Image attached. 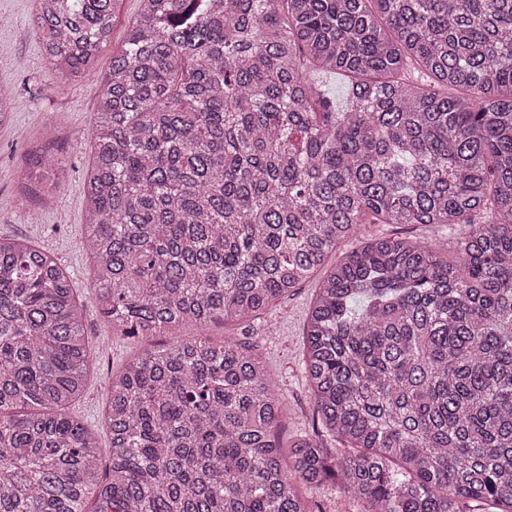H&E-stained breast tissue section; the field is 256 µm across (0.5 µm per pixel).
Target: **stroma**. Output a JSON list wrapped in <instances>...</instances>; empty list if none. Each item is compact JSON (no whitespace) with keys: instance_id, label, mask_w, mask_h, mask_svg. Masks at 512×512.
<instances>
[{"instance_id":"1","label":"stroma","mask_w":512,"mask_h":512,"mask_svg":"<svg viewBox=\"0 0 512 512\" xmlns=\"http://www.w3.org/2000/svg\"><path fill=\"white\" fill-rule=\"evenodd\" d=\"M140 8L139 0H123L112 21L108 44L92 72L70 81L46 69L42 41L32 26L36 0H0V85L14 91L12 118L0 126V236L28 240L55 255L70 276L94 361L85 394L68 412L81 418L95 434L104 456L111 445L104 417L109 382L131 358L159 342L155 336L113 335L99 314L96 293L90 286L89 261L81 247L82 226L88 217L83 182L92 156L99 81L110 66L113 51L122 48L126 29ZM47 145L60 162L57 176L61 189L51 196L39 193L25 179L35 168V150ZM364 235H398L439 244L447 241L448 227L369 224ZM319 283V278L310 279L248 323L191 325L180 332L184 338L215 341L234 336L257 347L277 391L288 402V416L281 426L286 441L312 432L313 401L304 372L303 332Z\"/></svg>"}]
</instances>
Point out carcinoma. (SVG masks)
Returning a JSON list of instances; mask_svg holds the SVG:
<instances>
[{
  "instance_id": "cac0c4a2",
  "label": "carcinoma",
  "mask_w": 512,
  "mask_h": 512,
  "mask_svg": "<svg viewBox=\"0 0 512 512\" xmlns=\"http://www.w3.org/2000/svg\"><path fill=\"white\" fill-rule=\"evenodd\" d=\"M119 2L37 0L48 68L90 73ZM56 165L38 152L45 195ZM83 190L117 336L250 321L367 224H446L453 257L380 237L330 269L315 437L283 445L253 345L198 337L112 377L104 469L65 412L91 362L70 277L0 237V512H323L301 488L328 481L361 512H512V0H141Z\"/></svg>"
}]
</instances>
